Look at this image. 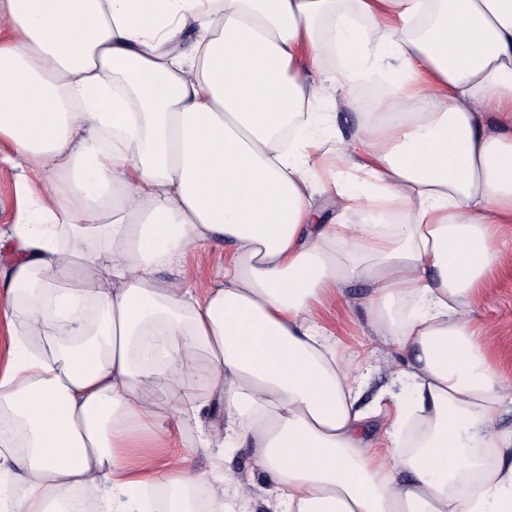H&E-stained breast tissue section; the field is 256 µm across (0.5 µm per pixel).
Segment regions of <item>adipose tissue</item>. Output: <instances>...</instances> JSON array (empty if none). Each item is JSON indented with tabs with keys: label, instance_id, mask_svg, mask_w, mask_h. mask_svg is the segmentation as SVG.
Wrapping results in <instances>:
<instances>
[{
	"label": "adipose tissue",
	"instance_id": "adipose-tissue-1",
	"mask_svg": "<svg viewBox=\"0 0 512 512\" xmlns=\"http://www.w3.org/2000/svg\"><path fill=\"white\" fill-rule=\"evenodd\" d=\"M378 61L400 94L336 155L370 217L316 223L313 78ZM1 162L0 512H249L193 466L244 447L268 512H512V371L472 316L512 248V0H0ZM222 242L209 288L160 278ZM352 278L409 357L378 441L317 315ZM173 414L197 445L161 465ZM15 171L0 165V225L11 224L15 213Z\"/></svg>",
	"mask_w": 512,
	"mask_h": 512
}]
</instances>
